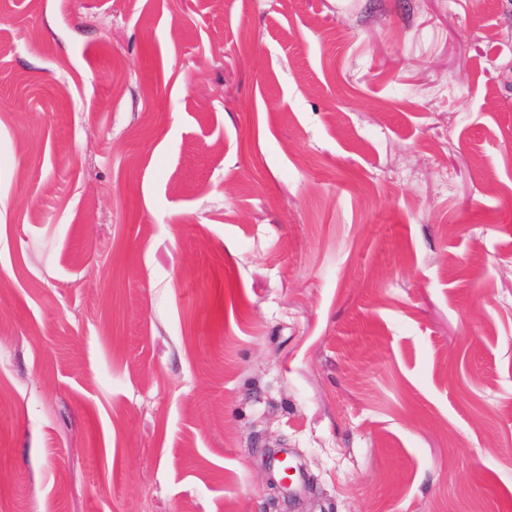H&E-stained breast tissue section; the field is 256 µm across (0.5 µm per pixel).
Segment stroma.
<instances>
[{
	"instance_id": "stroma-1",
	"label": "stroma",
	"mask_w": 512,
	"mask_h": 512,
	"mask_svg": "<svg viewBox=\"0 0 512 512\" xmlns=\"http://www.w3.org/2000/svg\"><path fill=\"white\" fill-rule=\"evenodd\" d=\"M0 512H512V0H0Z\"/></svg>"
}]
</instances>
